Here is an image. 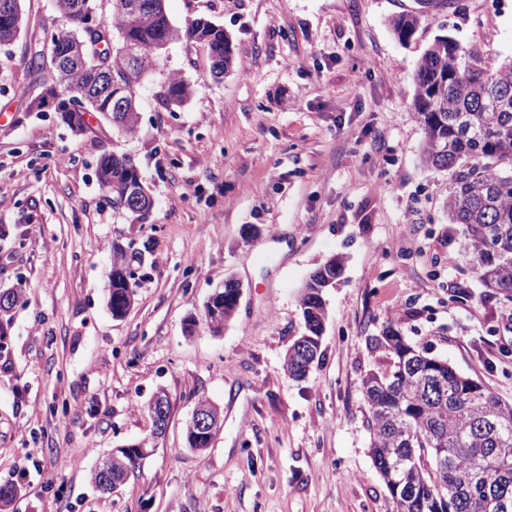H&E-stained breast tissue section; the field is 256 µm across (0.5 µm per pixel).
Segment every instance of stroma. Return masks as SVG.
Instances as JSON below:
<instances>
[{
  "label": "stroma",
  "mask_w": 512,
  "mask_h": 512,
  "mask_svg": "<svg viewBox=\"0 0 512 512\" xmlns=\"http://www.w3.org/2000/svg\"><path fill=\"white\" fill-rule=\"evenodd\" d=\"M178 26H223L231 70L171 44L141 85L136 132L89 113L86 134L31 112L21 48L0 51V289L24 301L0 339V483L9 512H397L370 456L361 381L386 367L395 327L512 401V304L485 297L448 221V171L422 159L414 114L424 51L451 36L487 68L512 57V0H165ZM422 22L400 42L389 21ZM192 87L171 112L165 72ZM130 154L155 206L142 223L104 205L102 153ZM133 254L136 296L113 317L115 248ZM321 357L302 379L284 357L303 331L300 296L330 259ZM233 279L221 333L205 305ZM165 438L119 492L90 474L151 430ZM223 427L185 445L201 397Z\"/></svg>",
  "instance_id": "obj_1"
}]
</instances>
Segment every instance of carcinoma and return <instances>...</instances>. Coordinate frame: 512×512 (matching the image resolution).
<instances>
[{"label": "carcinoma", "instance_id": "1", "mask_svg": "<svg viewBox=\"0 0 512 512\" xmlns=\"http://www.w3.org/2000/svg\"><path fill=\"white\" fill-rule=\"evenodd\" d=\"M101 0H53V11L39 17L23 52L28 86H76L91 98L95 112L120 135L133 134L138 106L116 115V106L137 97L141 79L133 66L154 59L164 67L160 44L183 42L201 46L211 60V73L220 78L233 64L231 42L224 28L197 18L175 26L165 0H109L107 22L112 40L89 52L85 26ZM64 23L53 38L70 53L66 70L50 69L42 44L53 18ZM420 19L403 14L392 20L394 34L408 40ZM23 0H0V47L17 42L27 27ZM413 100L424 131L422 157L427 166L452 172L448 195L451 223L468 236L466 258L485 288L486 296L512 304V59L494 69L466 48L448 49V37L435 40L415 75ZM188 83L170 72L156 94L166 108L181 106L190 96ZM54 111L78 134L87 132L83 113L64 99ZM96 176L107 202L131 222L141 221L125 198L128 187L145 190L133 159L117 151L102 154ZM332 259L314 270L301 294L304 333L311 344L322 335L326 318L323 298ZM112 314L124 315L135 296L133 274L123 249L116 250L106 285ZM11 303L0 309V337L11 323V312L23 300V288L1 289ZM222 304L205 308L208 325L230 320L234 289L216 290ZM391 359L384 371H369L361 391L369 409L368 429L373 464L396 501L399 512H512V403L482 383L457 372L448 362L430 357L404 342L390 328L380 340ZM284 367L305 376L307 359L287 351ZM145 458L139 448L121 452L119 472L130 475Z\"/></svg>", "mask_w": 512, "mask_h": 512}]
</instances>
